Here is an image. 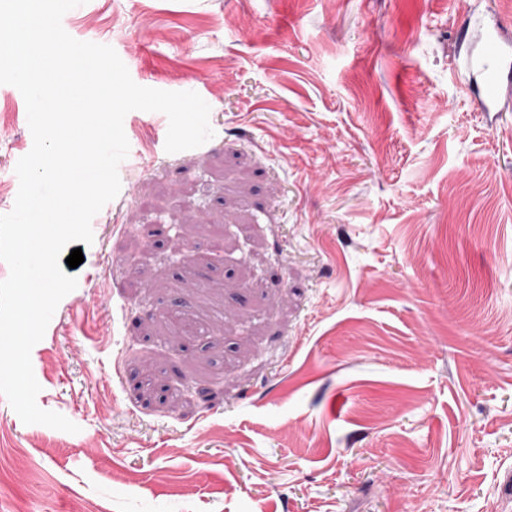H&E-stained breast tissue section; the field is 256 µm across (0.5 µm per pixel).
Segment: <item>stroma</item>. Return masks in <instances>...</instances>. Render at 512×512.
Instances as JSON below:
<instances>
[{"mask_svg": "<svg viewBox=\"0 0 512 512\" xmlns=\"http://www.w3.org/2000/svg\"><path fill=\"white\" fill-rule=\"evenodd\" d=\"M495 13L512 36V0L63 16L136 84L198 93L215 135L170 154L165 114L126 115L121 190L31 352L38 406L79 431L0 396V512H512V107L450 78Z\"/></svg>", "mask_w": 512, "mask_h": 512, "instance_id": "stroma-1", "label": "stroma"}]
</instances>
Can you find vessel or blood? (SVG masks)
<instances>
[{
	"label": "vessel or blood",
	"instance_id": "obj_1",
	"mask_svg": "<svg viewBox=\"0 0 512 512\" xmlns=\"http://www.w3.org/2000/svg\"><path fill=\"white\" fill-rule=\"evenodd\" d=\"M465 36L479 46L478 53L466 58L467 69L483 80L477 107L484 112L500 111L502 102L512 99V40L505 37L498 20L492 26L468 30Z\"/></svg>",
	"mask_w": 512,
	"mask_h": 512
}]
</instances>
